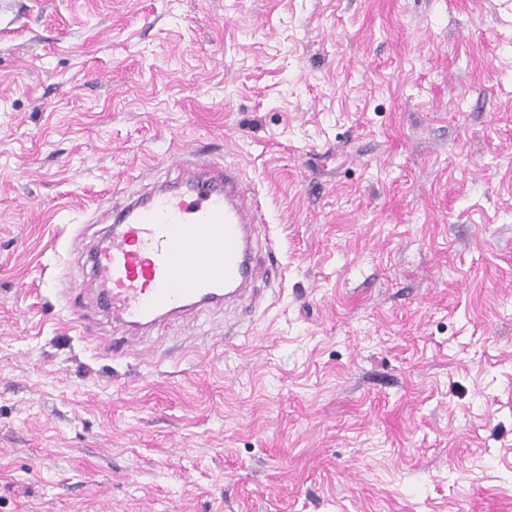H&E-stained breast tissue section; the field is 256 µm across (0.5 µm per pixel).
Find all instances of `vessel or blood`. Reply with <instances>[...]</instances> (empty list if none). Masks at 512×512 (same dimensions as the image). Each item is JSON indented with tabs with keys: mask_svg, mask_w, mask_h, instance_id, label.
I'll return each instance as SVG.
<instances>
[{
	"mask_svg": "<svg viewBox=\"0 0 512 512\" xmlns=\"http://www.w3.org/2000/svg\"><path fill=\"white\" fill-rule=\"evenodd\" d=\"M260 221L232 162L197 161L181 180L128 197L88 256L97 288L75 320L87 329L111 316L122 333L99 344L124 355L160 321L206 314L252 292L258 277L279 278L274 250L254 246Z\"/></svg>",
	"mask_w": 512,
	"mask_h": 512,
	"instance_id": "obj_1",
	"label": "vessel or blood"
}]
</instances>
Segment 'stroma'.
I'll return each mask as SVG.
<instances>
[{"label":"stroma","instance_id":"obj_1","mask_svg":"<svg viewBox=\"0 0 512 512\" xmlns=\"http://www.w3.org/2000/svg\"><path fill=\"white\" fill-rule=\"evenodd\" d=\"M201 149L283 279L99 356ZM0 512H512V0H0Z\"/></svg>","mask_w":512,"mask_h":512}]
</instances>
